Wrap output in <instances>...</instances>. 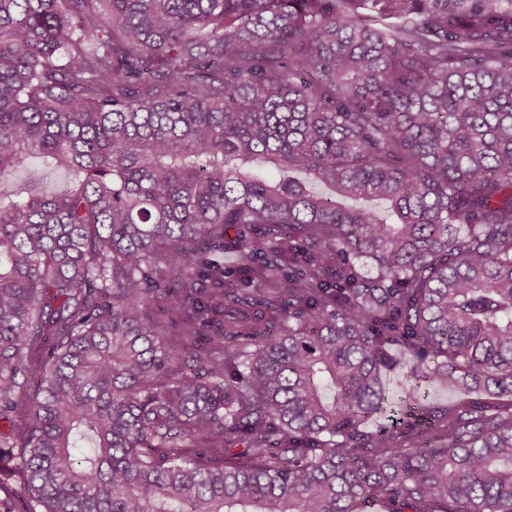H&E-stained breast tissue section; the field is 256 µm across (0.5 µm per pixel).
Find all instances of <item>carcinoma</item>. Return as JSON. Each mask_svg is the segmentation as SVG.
Instances as JSON below:
<instances>
[{"label":"carcinoma","mask_w":512,"mask_h":512,"mask_svg":"<svg viewBox=\"0 0 512 512\" xmlns=\"http://www.w3.org/2000/svg\"><path fill=\"white\" fill-rule=\"evenodd\" d=\"M35 160L4 512H512V8L0 0V182ZM65 179L66 176L62 171L49 172L44 170L38 164H34L28 171L19 173L13 179L14 184L11 186L23 185L30 181H36L40 191L49 194L61 185Z\"/></svg>","instance_id":"cac0c4a2"}]
</instances>
